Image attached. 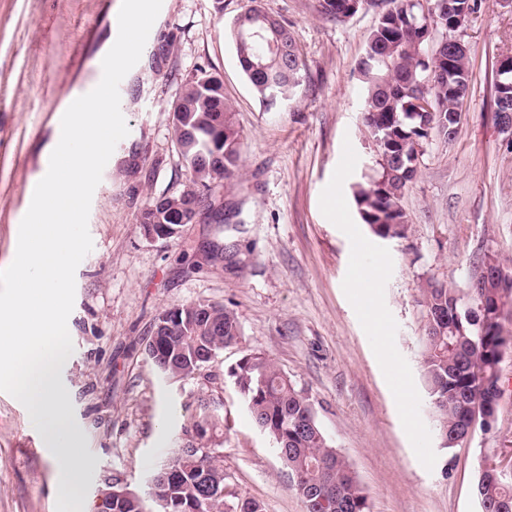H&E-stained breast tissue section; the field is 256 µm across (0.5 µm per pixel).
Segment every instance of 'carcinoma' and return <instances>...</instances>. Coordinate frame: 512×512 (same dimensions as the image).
Here are the masks:
<instances>
[{
	"label": "carcinoma",
	"instance_id": "obj_1",
	"mask_svg": "<svg viewBox=\"0 0 512 512\" xmlns=\"http://www.w3.org/2000/svg\"><path fill=\"white\" fill-rule=\"evenodd\" d=\"M350 0H322L326 15L342 21L353 14ZM393 7L379 18L360 61L365 90L363 111L377 149L380 177L358 184L354 201L363 223L382 239L405 236L406 214L401 199L418 172L423 141L430 130L452 137L448 115L458 107L453 88L469 89L468 57L450 56L431 44L425 26L414 14L419 8L408 0H390ZM252 17L241 26L231 25L230 36L239 66L255 93L268 108L290 99L300 85L302 62L290 30L274 21L267 37L283 49H269L265 40L251 35ZM431 100L432 111H416L413 100ZM495 118L512 113V92L495 88ZM174 130L180 154L192 176V186L150 200L139 213L143 234L159 224L178 226L176 201L195 195L199 187L217 178L232 179L240 163V133L222 85L214 73L200 69L187 78L173 108ZM501 289L493 281L466 294L430 282L422 289L425 336L422 374L432 398L436 427L443 447L452 448L471 415L485 409L497 411L492 388L498 381L499 346L506 333L496 302ZM179 320L159 331L158 340L146 346L155 366L173 378L193 377L212 363L224 346L240 338L233 311L224 306L195 302L175 307ZM232 377L247 403L255 425L279 441L278 451L294 479V488L306 512H366L364 490L346 458L329 445L310 398L296 389L275 364L261 354L246 357ZM208 419L200 439L224 427V415L208 402L200 404L199 418ZM176 476L159 487L161 512H264L252 499L224 502V469L216 457H172ZM333 487L323 504L310 497L313 485ZM112 497V512H137L141 496L104 480ZM474 492L481 512H499L512 504V480L499 477L492 464L478 471Z\"/></svg>",
	"mask_w": 512,
	"mask_h": 512
}]
</instances>
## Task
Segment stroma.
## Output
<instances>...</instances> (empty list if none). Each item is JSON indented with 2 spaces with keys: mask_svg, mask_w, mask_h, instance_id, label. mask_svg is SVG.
Segmentation results:
<instances>
[{
  "mask_svg": "<svg viewBox=\"0 0 512 512\" xmlns=\"http://www.w3.org/2000/svg\"><path fill=\"white\" fill-rule=\"evenodd\" d=\"M249 2L163 0L148 51L119 86L129 134L93 194V249L76 269L67 323L74 351L59 373L65 413L94 462L73 494L90 510L104 477L146 491L206 397L224 414L212 446L227 499L305 512L229 376L260 353L309 395L329 444L365 489L367 512H480V465L512 458V355L501 364L493 427L442 448L422 378L420 300L430 281L468 290L487 254L512 273V136L493 103L497 61L512 56V7L478 0L458 31L470 64L462 122L453 138L434 132L424 143L402 200L407 235L383 240L363 224L353 189L380 176L362 124L358 63L388 0L341 22L323 13L321 0H260L292 31L303 61L295 96L270 111L227 35ZM120 6L0 0V270L11 263L29 184L49 164L58 114L87 92L116 40ZM201 68L224 80L240 170L212 184L179 237L152 241L138 213L191 178L171 107ZM334 196L342 205L331 204ZM376 261L380 329L355 284L357 267ZM195 301L233 310L241 335L200 374L172 380L145 346L162 311ZM56 500L39 430L22 403L0 392V512H56Z\"/></svg>",
  "mask_w": 512,
  "mask_h": 512,
  "instance_id": "35a3bbf8",
  "label": "stroma"
}]
</instances>
